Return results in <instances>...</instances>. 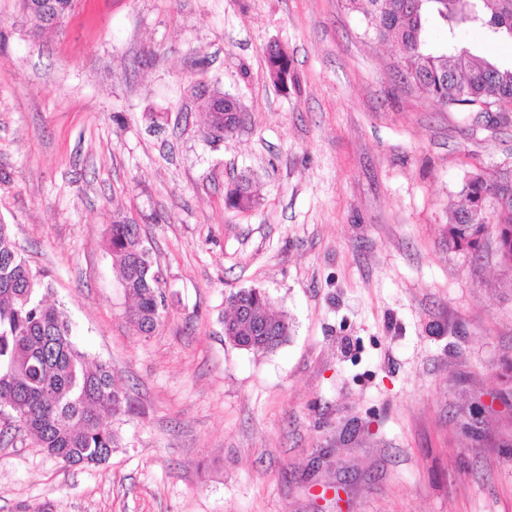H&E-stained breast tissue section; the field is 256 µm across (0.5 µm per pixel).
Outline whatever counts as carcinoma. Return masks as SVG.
Returning <instances> with one entry per match:
<instances>
[{"instance_id": "cac0c4a2", "label": "carcinoma", "mask_w": 512, "mask_h": 512, "mask_svg": "<svg viewBox=\"0 0 512 512\" xmlns=\"http://www.w3.org/2000/svg\"><path fill=\"white\" fill-rule=\"evenodd\" d=\"M360 15L363 36L394 41L402 51L398 69L427 98L442 107L481 109L512 101V67L460 45L458 32L476 29L512 42V0H345ZM446 29V40L429 43L431 25ZM269 77L277 85L291 79L288 54L266 48ZM206 137L221 141L242 122L230 100L224 111L205 108ZM466 207L446 228L448 248L476 251L488 226L496 228L503 248L500 263L512 269V172L491 179L472 174L463 187ZM256 189L248 180L225 196V204L244 211ZM132 300L129 321L149 335L169 315L166 281L149 265L139 225L113 221L106 241ZM50 282L18 250L11 225L0 222V413L14 417L15 428L32 435L64 465H100L119 447L114 421L131 411L126 393L112 379L108 364L93 360L76 340L70 317L48 300ZM231 313L224 336L234 346L268 353L286 343L291 324L270 312L261 288L229 293Z\"/></svg>"}]
</instances>
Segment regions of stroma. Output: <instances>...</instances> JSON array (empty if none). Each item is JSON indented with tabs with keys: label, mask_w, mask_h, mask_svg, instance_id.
Wrapping results in <instances>:
<instances>
[{
	"label": "stroma",
	"mask_w": 512,
	"mask_h": 512,
	"mask_svg": "<svg viewBox=\"0 0 512 512\" xmlns=\"http://www.w3.org/2000/svg\"><path fill=\"white\" fill-rule=\"evenodd\" d=\"M397 57L345 0H78L44 31L0 0V222L132 405L101 465L0 441V512H512V270L495 228L444 241L468 177L512 172V125ZM215 91L244 112L221 141ZM244 176L258 203L226 208ZM118 210L173 295L149 336ZM250 287L292 324L274 352L224 337ZM266 57L269 77L274 84L286 86L289 79L292 81L288 54L282 48L269 45L266 48Z\"/></svg>",
	"instance_id": "obj_1"
}]
</instances>
